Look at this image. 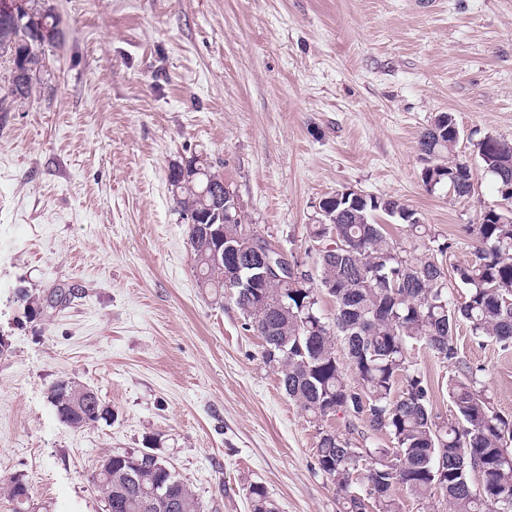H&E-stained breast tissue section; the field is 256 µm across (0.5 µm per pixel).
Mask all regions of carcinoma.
<instances>
[{
    "instance_id": "obj_1",
    "label": "carcinoma",
    "mask_w": 512,
    "mask_h": 512,
    "mask_svg": "<svg viewBox=\"0 0 512 512\" xmlns=\"http://www.w3.org/2000/svg\"><path fill=\"white\" fill-rule=\"evenodd\" d=\"M40 21L52 37L44 39L23 25ZM60 21L51 11L31 12L16 0H0V57L12 63L7 92L0 96V112H11L27 101L44 67V47L60 43ZM459 126L450 112H440L420 135L425 160L436 167L435 189L457 197L474 191L472 167L459 159ZM484 173L493 177L501 198L499 207L486 209L472 225L475 259L447 265L449 243L436 242L417 213L392 197L324 198L315 223L306 225L309 243L326 240L336 245L331 259L319 264L318 280L334 300V324L319 313L318 289L311 279L273 275L249 288V279L261 269L248 265L230 278L224 263L212 258L217 241L237 245L257 234L245 223L244 211L234 199L225 202L232 218L211 216L209 224L188 225L187 237L194 268L205 288L219 295L232 293L250 328L262 339V358L278 383L310 422L318 426L315 465L326 478L336 479L343 491V512H366V494L385 500L386 512H400L396 490L410 493L420 512L436 498L438 485L447 486L443 498L450 512H512V419L495 410L482 389L480 369L460 367L454 332L465 324L471 336L490 339L503 350L512 347V143L495 139L494 147L476 144ZM188 164L196 169L189 179L169 168L167 179L175 208L183 217L207 213L210 193L224 191V175L203 155ZM396 219L409 234L424 241L426 254L413 257L388 237L380 218ZM466 287L455 299L448 291V272ZM74 290L61 285L37 302L25 289L19 299L36 312L65 305ZM419 346L442 362L458 368L448 377V397L455 411L449 420L433 409L431 384L408 359ZM57 416L78 430L107 419L94 389L71 378H59L48 389ZM370 416L361 424L364 411ZM342 416L344 431L327 430L322 422ZM360 438L375 455L393 454L400 471L379 473L369 457L348 454ZM386 438L389 449L379 442ZM465 460L440 470L442 450ZM483 468L480 488L469 479L471 464ZM93 482L112 512H204L189 484L180 479L155 449L112 454L111 477L97 472ZM156 490L167 495L152 509L142 497ZM248 512H279L277 502L258 482L248 486Z\"/></svg>"
}]
</instances>
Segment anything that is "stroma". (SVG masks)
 <instances>
[{
    "label": "stroma",
    "instance_id": "obj_1",
    "mask_svg": "<svg viewBox=\"0 0 512 512\" xmlns=\"http://www.w3.org/2000/svg\"><path fill=\"white\" fill-rule=\"evenodd\" d=\"M60 19L41 81L0 112V481L25 474L35 512H105L104 454L155 444L205 512H342L314 467L317 428L280 389L231 295L201 286L169 167L206 155L248 224L304 269L307 224L343 188L416 211L450 261L500 198L426 189L418 139L450 112L460 155L512 140V0H30ZM73 287L67 307L34 297ZM459 356L512 416V351L458 327ZM434 408L454 367L414 348ZM94 388L108 419L74 430L47 398ZM248 512H279L277 502L269 495L266 487L254 482L247 490Z\"/></svg>",
    "mask_w": 512,
    "mask_h": 512
}]
</instances>
